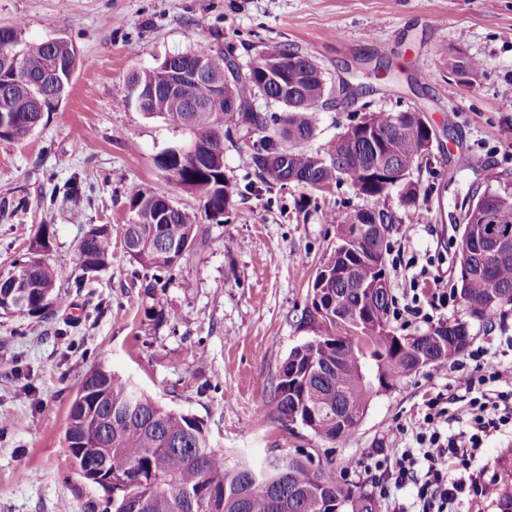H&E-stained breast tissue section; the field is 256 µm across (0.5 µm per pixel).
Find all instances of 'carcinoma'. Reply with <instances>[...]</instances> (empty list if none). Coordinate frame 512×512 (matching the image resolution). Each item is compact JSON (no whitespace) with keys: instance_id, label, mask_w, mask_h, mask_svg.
I'll use <instances>...</instances> for the list:
<instances>
[{"instance_id":"1","label":"carcinoma","mask_w":512,"mask_h":512,"mask_svg":"<svg viewBox=\"0 0 512 512\" xmlns=\"http://www.w3.org/2000/svg\"><path fill=\"white\" fill-rule=\"evenodd\" d=\"M209 73L224 74L234 67L238 77L224 85V104L207 102L208 87L184 83L178 93L167 91L166 67L162 64L137 72L130 80L126 104L146 99V115L161 118L174 129L188 130L202 142L198 161L181 160L175 148L161 152L157 167L177 185L204 202L201 213H190L164 195L135 191L129 196V223L123 239L129 256L145 268L169 269L187 259L201 225L223 217L232 206L237 189L224 172V128L242 126L259 135L252 154L259 180L283 185L296 174L312 190H324L345 179L358 194L379 202L395 191L402 202L419 194L414 172L426 156L430 142L426 128L409 112L373 111L365 116L371 132L352 131L324 147L311 151L301 147L316 130L314 114L330 105L328 87L320 67L298 47L279 49L275 63L263 54L245 71L222 50L192 53ZM77 67L75 50L63 39L28 43L19 26L0 27V139L21 142L38 128L43 112L55 110L68 95ZM483 68L476 59L448 60V70L474 78ZM286 77L288 91L267 79V72ZM263 93L285 108L281 117H269L252 107ZM405 174V181L384 183L377 170ZM493 218L512 229V200L507 195L484 190L469 196L460 215L462 233L457 263L471 266L470 277H457L453 293L465 317H454L420 334L401 335L389 321L390 289L368 293L361 284L388 281L385 265L363 261L369 245L346 241L359 227L374 233L388 232L392 215L383 208L354 209L340 218L338 245L328 259L331 271L351 270L350 276L331 277L327 287L341 296L339 311L305 312L316 324V335L288 355L284 376L278 378L265 418L281 422L295 417L315 435L344 440L356 429L349 417L365 415L375 390L370 379L385 392L398 388L408 376L415 355L412 348L431 355L433 364L445 366L470 344L471 320L479 317L483 328L498 313L512 311V254L497 259L473 245ZM53 232L41 224L28 248L26 260L16 271L28 286L25 313L42 316L49 311L44 298L62 302L57 291L56 269L45 258ZM79 254L96 259L105 267L112 257V225H100L98 235L81 241ZM107 417L108 437L91 462H101L112 474V490L105 491L112 512H129L131 501L143 503V512H378L374 496L364 487L338 478L333 461L316 464L310 455H288V471L266 457L230 459L212 448L203 423L152 398L130 379L105 366H98L92 385L78 387L70 406L69 420L79 435L98 434L97 419ZM257 474L277 490V496L261 487L245 491L249 475Z\"/></svg>"}]
</instances>
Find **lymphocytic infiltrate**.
Segmentation results:
<instances>
[{
  "label": "lymphocytic infiltrate",
  "mask_w": 512,
  "mask_h": 512,
  "mask_svg": "<svg viewBox=\"0 0 512 512\" xmlns=\"http://www.w3.org/2000/svg\"><path fill=\"white\" fill-rule=\"evenodd\" d=\"M468 358L472 366L458 384L470 401L458 429L449 427L455 413L445 397L429 398L410 423L413 445L388 449L372 461L384 475L378 484L381 498L413 490L410 507L398 505L392 512H458L462 494L486 501L499 496L497 481L486 479L478 461L491 438L512 431V366L494 364L480 346Z\"/></svg>",
  "instance_id": "1"
}]
</instances>
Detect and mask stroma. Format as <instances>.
I'll use <instances>...</instances> for the list:
<instances>
[{
  "label": "stroma",
  "mask_w": 512,
  "mask_h": 512,
  "mask_svg": "<svg viewBox=\"0 0 512 512\" xmlns=\"http://www.w3.org/2000/svg\"><path fill=\"white\" fill-rule=\"evenodd\" d=\"M24 41L63 38L78 56L70 93L26 141L0 140V272L21 259L39 225L67 305L39 318L0 313V512H110L107 496L70 460L69 407L85 374L105 365L170 408L201 420L212 448L252 459L269 449L330 455L343 480L374 489L368 470L382 448H400L409 424L437 393L455 409L469 396L456 371L429 365L375 395L353 434L329 442L303 427L262 420L289 352L313 336L302 313L315 276L336 247L330 214L373 208L346 182L313 191L270 187L252 164L253 136L233 132L224 171L237 189L221 223L203 225L189 258L148 269L125 252L128 198L142 190L191 212L199 198L168 180L155 159L189 133L125 105L132 73L201 48L232 51L240 66L298 46L329 83L358 85L359 100L317 115V149L363 110L421 108L437 130L414 176L418 208L391 193L386 273L394 298L410 279L396 258L456 277L457 221L472 189L512 177V0H0V26ZM483 61L456 82L447 57ZM468 156V165L458 163ZM76 179L77 195H52ZM26 211H14L18 200ZM92 224L112 227L107 267L84 276L80 242ZM414 225L411 240L402 236ZM487 477L512 492V436L490 443Z\"/></svg>",
  "instance_id": "obj_1"
}]
</instances>
